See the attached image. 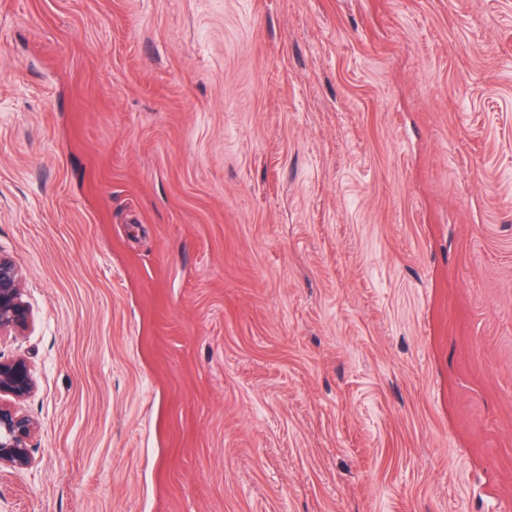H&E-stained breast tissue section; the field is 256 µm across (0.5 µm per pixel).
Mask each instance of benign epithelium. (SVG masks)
Returning a JSON list of instances; mask_svg holds the SVG:
<instances>
[{"label":"benign epithelium","instance_id":"obj_1","mask_svg":"<svg viewBox=\"0 0 512 512\" xmlns=\"http://www.w3.org/2000/svg\"><path fill=\"white\" fill-rule=\"evenodd\" d=\"M30 321L21 269L0 254V335H20ZM35 390L33 368L26 359L0 357V469L24 470L30 465V443L39 425L19 404Z\"/></svg>","mask_w":512,"mask_h":512}]
</instances>
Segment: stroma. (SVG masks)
<instances>
[{
  "label": "stroma",
  "instance_id": "1",
  "mask_svg": "<svg viewBox=\"0 0 512 512\" xmlns=\"http://www.w3.org/2000/svg\"><path fill=\"white\" fill-rule=\"evenodd\" d=\"M0 253V512H512V0H0ZM30 321V310L23 300L21 269L0 253V335H20ZM36 390L31 364L22 357H0V470L30 465V443L38 423L19 407Z\"/></svg>",
  "mask_w": 512,
  "mask_h": 512
}]
</instances>
